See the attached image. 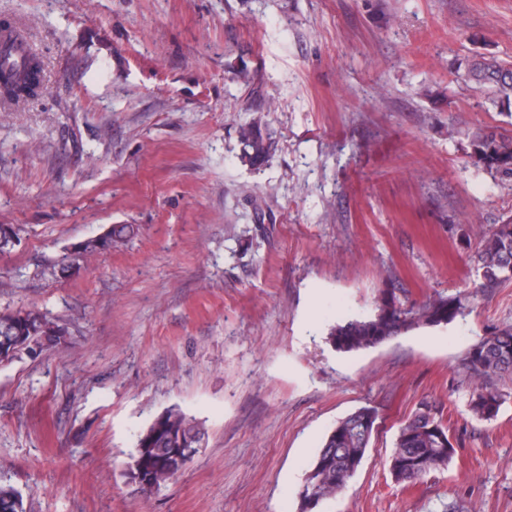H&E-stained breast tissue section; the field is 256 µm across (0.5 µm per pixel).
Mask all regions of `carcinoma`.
<instances>
[{
  "instance_id": "obj_1",
  "label": "carcinoma",
  "mask_w": 512,
  "mask_h": 512,
  "mask_svg": "<svg viewBox=\"0 0 512 512\" xmlns=\"http://www.w3.org/2000/svg\"><path fill=\"white\" fill-rule=\"evenodd\" d=\"M42 64L29 49L10 38L0 42V108L7 109L38 96L43 87ZM458 79L473 83L494 103L512 101V65L491 56L472 55L461 64ZM470 157L491 173L512 180V134L489 127L468 135ZM242 145L240 161L250 167L263 165L270 157L273 139L258 122L239 127ZM134 232L127 224L113 225L100 238L84 241L81 253L65 256L64 261L79 262L120 247ZM472 262L482 277L480 288H496L512 280V217L481 233ZM467 300L461 296L430 298L419 305H404L395 289H383L368 315L349 317L330 326L327 341L338 352L350 353L379 345L410 330L448 324L463 315ZM56 345L66 342V330L38 309L0 314V352L12 351L10 359L33 354L43 341ZM464 367L475 382L470 402L472 414L483 420L496 416L501 396L484 385V380L512 373V325L483 337L466 353ZM433 409L427 402L405 421L397 434L389 469L398 482L412 483L432 470L445 467L455 455L452 436L442 417L433 419L423 410ZM367 408L348 415L329 432L314 456L298 490L299 512H316L323 501L336 497L346 487L361 464L369 446L374 422L362 420ZM204 428L178 408L158 415L137 437L130 460L144 477L138 482L148 493L175 478L181 468L172 464L174 448L200 446ZM0 512H24L23 496L16 488L0 485Z\"/></svg>"
}]
</instances>
